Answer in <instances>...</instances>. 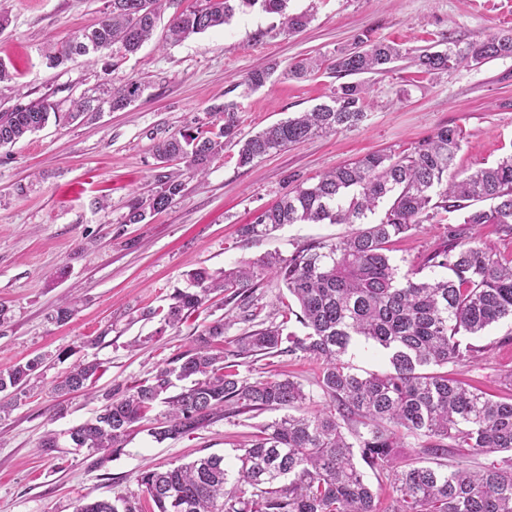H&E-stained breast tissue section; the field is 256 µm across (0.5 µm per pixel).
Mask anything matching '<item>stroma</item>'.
<instances>
[{"instance_id": "stroma-1", "label": "stroma", "mask_w": 512, "mask_h": 512, "mask_svg": "<svg viewBox=\"0 0 512 512\" xmlns=\"http://www.w3.org/2000/svg\"><path fill=\"white\" fill-rule=\"evenodd\" d=\"M200 0H168L152 40L136 53L115 56L110 74L80 57L59 68L45 52L81 29L103 22L108 0H0L10 27L0 33V61L13 73L0 83V112L17 103H53L70 111L74 101L102 96L111 85L135 78L143 96L119 112L103 111L85 122H49L18 143L0 147V304L10 320L0 327V370L40 355L35 387L0 412V512H75L80 499L138 498L137 474L210 454L234 462L257 425L278 418L275 410L222 418L194 434L163 442L150 431L163 405L138 423L120 454L97 462L71 447L70 428L93 418L99 401L80 393L59 396L55 384L81 360L100 365L93 384L102 392L115 384L150 377L181 354L204 325L224 319L227 339L248 330L234 304L214 302L179 327L162 328L147 310L166 306L174 289L188 285L199 268L219 270L268 253L287 256L297 245L354 232L351 224H287L266 236L241 237L238 229L291 190L293 179L325 171L375 151L400 153L443 126L461 132L455 168L471 172L512 153V57L459 67L437 77L420 73L411 60L391 71L366 75L369 106L356 128L317 137L265 157L254 166L237 164L228 144L205 175L187 179L181 198L141 224L124 221L131 193H152L154 145L182 131H218L217 107L237 105L241 137L328 101L340 79L322 70L294 79L288 67L306 56L332 60L358 40L385 39L411 52L451 39L459 45L512 30V0H288L292 13L313 19L300 34L284 32L278 15L252 8L229 23L164 43L168 17ZM273 66L261 88L241 80L251 69ZM27 187L17 195V184ZM108 206H95L98 198ZM463 225L459 214L425 224L396 241L393 265L421 268L423 257L447 243V229ZM499 258L512 257V235L495 224L463 225ZM78 299L63 325L51 321L63 300ZM482 355L449 365V377L491 395L512 387V321L505 319L473 337ZM302 383L310 406L328 400L319 386L320 366L302 355L241 361L242 377L269 371ZM56 433L59 447L40 442Z\"/></svg>"}]
</instances>
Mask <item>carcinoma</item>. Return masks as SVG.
<instances>
[{
    "label": "carcinoma",
    "instance_id": "carcinoma-1",
    "mask_svg": "<svg viewBox=\"0 0 512 512\" xmlns=\"http://www.w3.org/2000/svg\"><path fill=\"white\" fill-rule=\"evenodd\" d=\"M163 0H110L109 14L98 26L55 45L46 54L56 68L77 56L98 55L103 73L110 72L111 49L134 53L148 41L160 20ZM288 0H204L192 10L176 12L167 23L166 40L176 43L191 34L226 24L235 11L259 7L285 16L289 33L303 30L311 14L285 15ZM408 55L394 42L359 41L331 62L304 58L288 74L305 76L327 68L345 77L375 74ZM512 57V33L472 40L464 47L422 50L415 64L438 75L462 64ZM271 68H255L241 81L249 90L263 86ZM146 85L128 79L112 85L106 103L123 110L142 97ZM368 85L346 82L329 101L280 121L247 138L237 164L246 167L265 156L319 135L358 125L365 118ZM237 106L217 108L224 116L218 132L184 131L159 142L149 197L133 196L124 223L141 224L168 209L182 196L185 179L206 174L209 163L224 152V141L238 135ZM101 111L92 101L74 103L62 115L50 103H19L0 113V147L43 128L54 118L76 120ZM460 133L440 127L430 138L403 154L375 152L333 168L318 180L297 185L263 209L240 229L243 237L269 234L285 224H357L352 234L316 240L290 256L267 254L229 269H199L190 275L193 287L177 289L167 307L148 310L177 327L217 292L235 303L244 321L255 328L235 340L232 356L277 357L297 352L321 362L320 387L330 405L310 410L303 385L271 374L254 381L239 376L225 362L224 333L218 319L203 327L189 349L173 363L133 385H117L103 394L96 415L67 435L90 453L117 454L132 428L156 404L166 407L164 421L151 435L159 442L176 440L230 418L267 409L288 413L257 426L250 447L236 455L231 472L224 456L211 454L167 469H147L137 476L144 500L157 512H376V492L354 459L384 476L396 497L389 512H512V398L495 400L448 378L442 367L475 358L482 348L462 341L488 327L512 319V259L503 261L448 228V243L428 253L422 266L446 274L419 279L418 269L404 273L391 262L390 245L419 229L465 212V224H497L512 233V155L465 174L453 170ZM383 215L373 222L381 203ZM478 202L489 207L476 208ZM281 280L291 302L280 322H266L254 294L264 276ZM299 310H294L293 305ZM78 300L57 306L52 319L65 323ZM296 319L305 329L287 331ZM357 338L380 347L390 370L359 374L345 360ZM42 359L34 357L0 371V410L31 387ZM100 368L97 362L73 365L54 386L59 394L88 389ZM182 383L174 393L176 383ZM355 440H350V437ZM422 441L417 455L435 458V465L393 463L394 449L406 440ZM456 448L501 453L497 464L480 470L439 461ZM139 500L79 503L76 512H142Z\"/></svg>",
    "mask_w": 512,
    "mask_h": 512
}]
</instances>
